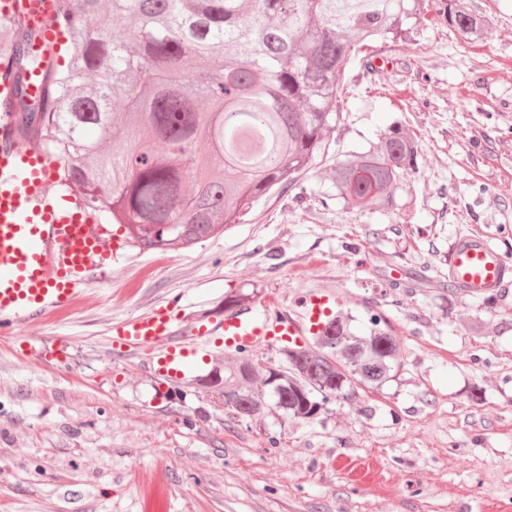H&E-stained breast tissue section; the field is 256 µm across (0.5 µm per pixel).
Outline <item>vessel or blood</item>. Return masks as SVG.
<instances>
[{"label": "vessel or blood", "instance_id": "obj_1", "mask_svg": "<svg viewBox=\"0 0 512 512\" xmlns=\"http://www.w3.org/2000/svg\"><path fill=\"white\" fill-rule=\"evenodd\" d=\"M25 16L57 39L52 0H22ZM58 165L18 142L15 116L0 112V332L24 333L50 313L69 308L92 280L111 283L125 255L112 247L106 225L70 190L50 192ZM448 280L460 294L483 299L512 284V264L489 238L456 237L448 248ZM343 299L335 292L300 297L295 315L252 308L200 315L173 303L115 323V347L153 352L151 368L170 386L182 385L212 348L246 352L269 344L302 347L325 334Z\"/></svg>", "mask_w": 512, "mask_h": 512}]
</instances>
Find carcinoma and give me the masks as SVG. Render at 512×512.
<instances>
[{"label":"carcinoma","instance_id":"cac0c4a2","mask_svg":"<svg viewBox=\"0 0 512 512\" xmlns=\"http://www.w3.org/2000/svg\"><path fill=\"white\" fill-rule=\"evenodd\" d=\"M69 40L32 50L42 28L0 9V70L18 135L59 163L97 220L141 250L188 247L244 224L272 191L297 186L328 154L344 75L366 43L397 41L403 21L435 14L462 44L485 31L471 0H53ZM124 103L122 116L112 104ZM418 156L393 123L378 147L333 167L336 198L381 209ZM373 318L357 337L335 319L314 344L257 370L224 369V409L311 420L357 385H382L400 353Z\"/></svg>","mask_w":512,"mask_h":512}]
</instances>
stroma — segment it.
<instances>
[{"instance_id": "stroma-1", "label": "stroma", "mask_w": 512, "mask_h": 512, "mask_svg": "<svg viewBox=\"0 0 512 512\" xmlns=\"http://www.w3.org/2000/svg\"><path fill=\"white\" fill-rule=\"evenodd\" d=\"M483 39L406 21L346 71L328 156L248 223L188 249L128 247L111 284L45 316L27 336L67 341L70 359L22 354L0 336V512H512V286L495 303L445 298L449 243L489 237L512 260V0H472ZM416 139L404 210L334 201L335 154L378 146L392 122ZM293 314L337 292L351 330L390 326L400 360L380 387L311 420L231 419L209 384L224 349L169 398L150 351L108 342L114 323L172 300Z\"/></svg>"}]
</instances>
